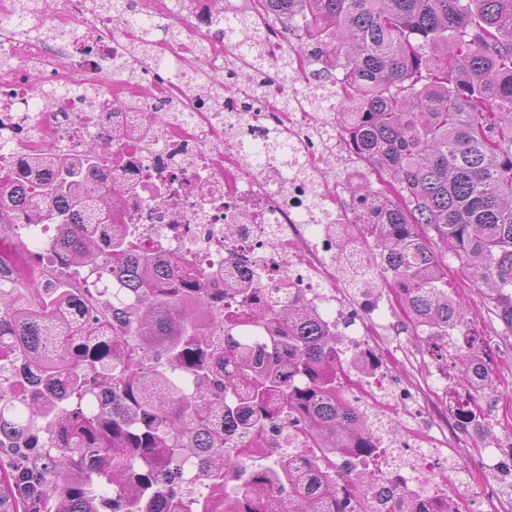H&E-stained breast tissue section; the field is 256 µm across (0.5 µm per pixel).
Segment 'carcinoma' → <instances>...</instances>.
I'll use <instances>...</instances> for the list:
<instances>
[{
  "label": "carcinoma",
  "mask_w": 512,
  "mask_h": 512,
  "mask_svg": "<svg viewBox=\"0 0 512 512\" xmlns=\"http://www.w3.org/2000/svg\"><path fill=\"white\" fill-rule=\"evenodd\" d=\"M292 42L347 79L336 95L357 106L351 153L376 181L347 186L381 219L363 225L380 253L348 287L388 288L429 354L453 359L457 388L489 389L482 341L448 353L444 338L466 313L448 291V259L487 287L489 310L512 334V0H254ZM137 33L131 54L156 53L155 16L125 0H95ZM173 0L168 42L182 39ZM31 0L13 29L28 35ZM224 37L246 54L260 40L250 20L224 14ZM303 46L277 63L305 73ZM225 79L203 95L221 111ZM92 137L77 157L38 155L0 176V225L53 224L55 287L0 285V355L14 396L0 390V512H451L403 489L380 504L373 462L386 426L353 398L381 365L287 288L228 289L224 271L187 258L137 252L114 222L128 187ZM109 268L102 305L79 288L80 269ZM484 417L467 400L465 429ZM295 429L309 452L279 453L271 429ZM197 459L209 494L194 496L183 464Z\"/></svg>",
  "instance_id": "1"
}]
</instances>
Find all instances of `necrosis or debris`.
Here are the masks:
<instances>
[{
    "label": "necrosis or debris",
    "instance_id": "obj_1",
    "mask_svg": "<svg viewBox=\"0 0 512 512\" xmlns=\"http://www.w3.org/2000/svg\"><path fill=\"white\" fill-rule=\"evenodd\" d=\"M14 4L0 0V56L16 61L0 70V172L15 171L29 155L79 154L92 136L111 143L115 178L137 188L123 203L134 243L185 254L205 270L231 269L236 279H256L265 288L299 289L320 313H335L336 300L319 269L335 265L350 225L377 219L372 207L336 211L334 198L344 195L359 171L352 166L345 179L326 180L322 152L310 135L318 116L307 105L308 94L318 86L333 92L344 70L309 61L305 76L292 84L271 78V94L260 99L250 98L245 81L242 105L213 112L165 69L140 67L138 83H128L119 63L130 32L99 14L92 0H57L53 14L34 18L33 28L69 31L60 41L6 32ZM184 28L185 39L165 45L166 56L188 57L201 38L213 46L208 73L223 75V26L212 0H191ZM33 74L54 93L52 109L34 107L28 94ZM280 94L292 100L289 111L278 109ZM273 131L287 140V155L270 152L253 165L243 144ZM300 240L307 253H299ZM402 446L419 466L383 473L375 495L429 479L461 512H479L476 493L449 469L440 449L408 432Z\"/></svg>",
    "mask_w": 512,
    "mask_h": 512
}]
</instances>
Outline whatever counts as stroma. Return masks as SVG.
I'll use <instances>...</instances> for the list:
<instances>
[{"label": "stroma", "instance_id": "obj_1", "mask_svg": "<svg viewBox=\"0 0 512 512\" xmlns=\"http://www.w3.org/2000/svg\"><path fill=\"white\" fill-rule=\"evenodd\" d=\"M448 278L455 298L472 317L467 331L490 342L485 360L492 369L494 388L491 394L476 396L485 412L476 432L465 434L454 425L455 414L448 404L456 382L454 366L436 367L422 337L413 333L395 300L380 296L378 309L363 312L350 333L362 337L379 354L381 382L416 390L424 410L421 431L433 434L441 448L462 462L469 487L482 493L484 512H512V476L495 477L486 469L493 445L512 438V335L488 314L486 288L462 272L458 262H450Z\"/></svg>", "mask_w": 512, "mask_h": 512}]
</instances>
